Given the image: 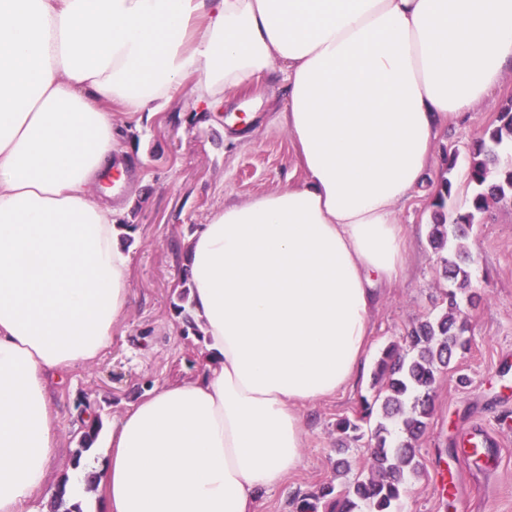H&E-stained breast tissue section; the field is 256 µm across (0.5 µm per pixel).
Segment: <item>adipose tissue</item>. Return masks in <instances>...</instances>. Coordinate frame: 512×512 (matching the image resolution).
<instances>
[{"instance_id": "obj_1", "label": "adipose tissue", "mask_w": 512, "mask_h": 512, "mask_svg": "<svg viewBox=\"0 0 512 512\" xmlns=\"http://www.w3.org/2000/svg\"><path fill=\"white\" fill-rule=\"evenodd\" d=\"M301 183L225 205L185 245L208 356L106 433L101 512H258L297 469L306 404L365 370L398 207L441 121L512 70V0H0V512L50 494L58 378L95 362L131 297L113 116L189 95L219 111L272 70Z\"/></svg>"}]
</instances>
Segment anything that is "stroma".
I'll list each match as a JSON object with an SVG mask.
<instances>
[{
	"label": "stroma",
	"instance_id": "35a3bbf8",
	"mask_svg": "<svg viewBox=\"0 0 512 512\" xmlns=\"http://www.w3.org/2000/svg\"><path fill=\"white\" fill-rule=\"evenodd\" d=\"M285 98L284 76L275 71L215 113L183 96L152 115L115 114L120 156L132 168L116 216L131 258V301L112 328L111 346L94 363L72 369L55 393L59 449L50 462V482L75 466L85 413L96 414L102 429H109L148 390L200 374L206 354L200 331L173 308L188 285L185 244L215 209L303 181L280 120ZM509 102L512 73L489 101L458 124L442 126L428 175L455 180L449 210L467 207L471 189L460 174L471 148ZM448 154L456 157L451 169L442 162ZM431 201V195H416L400 213L411 263L398 283L383 288L371 313L373 354L440 311L439 255L428 239ZM463 244L476 259L470 273L477 299L467 309L470 348L438 376L433 415L417 443L421 470L409 480L401 512H512V429L504 427L512 421V206L489 205ZM462 376L467 386L459 385ZM371 382V372H364L354 388L303 408L309 435L301 464L265 496L259 512H298L295 495L325 482L341 488L368 471V445L339 448L335 424L355 413L361 397L371 396ZM475 426L498 441L487 475L461 466L450 452ZM454 482L468 485L467 498L453 494Z\"/></svg>",
	"mask_w": 512,
	"mask_h": 512
}]
</instances>
